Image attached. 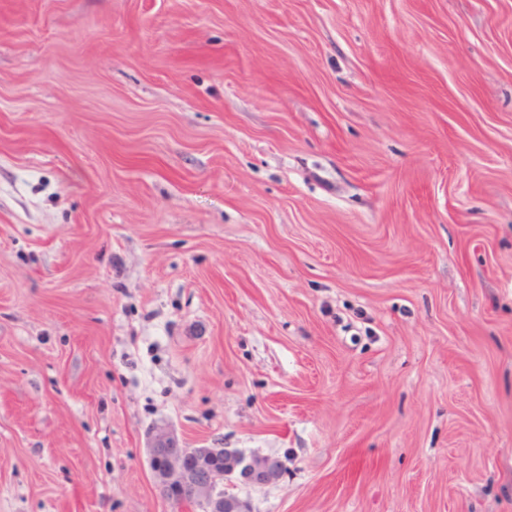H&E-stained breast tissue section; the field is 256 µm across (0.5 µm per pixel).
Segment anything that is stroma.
<instances>
[{"label": "stroma", "mask_w": 512, "mask_h": 512, "mask_svg": "<svg viewBox=\"0 0 512 512\" xmlns=\"http://www.w3.org/2000/svg\"><path fill=\"white\" fill-rule=\"evenodd\" d=\"M512 512V0H0V512ZM149 452L156 490L176 511H245L244 503L241 508L224 494V480L267 484L274 479L270 471L280 469L271 458L264 468H257L241 452L224 467V448H183L173 434L163 429L153 435Z\"/></svg>", "instance_id": "stroma-1"}]
</instances>
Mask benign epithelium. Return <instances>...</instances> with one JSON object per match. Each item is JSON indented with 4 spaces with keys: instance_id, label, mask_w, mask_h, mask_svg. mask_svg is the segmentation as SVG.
Returning <instances> with one entry per match:
<instances>
[{
    "instance_id": "1",
    "label": "benign epithelium",
    "mask_w": 512,
    "mask_h": 512,
    "mask_svg": "<svg viewBox=\"0 0 512 512\" xmlns=\"http://www.w3.org/2000/svg\"><path fill=\"white\" fill-rule=\"evenodd\" d=\"M149 452L156 490L177 512H239L241 507L224 493V481L265 484L279 467L269 460L258 468L243 453L226 461L222 448H184L163 429L153 435Z\"/></svg>"
}]
</instances>
